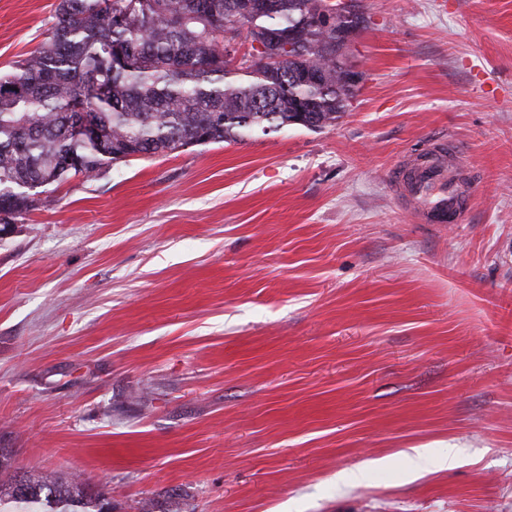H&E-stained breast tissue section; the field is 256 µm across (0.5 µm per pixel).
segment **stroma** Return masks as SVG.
<instances>
[{"instance_id":"1","label":"stroma","mask_w":512,"mask_h":512,"mask_svg":"<svg viewBox=\"0 0 512 512\" xmlns=\"http://www.w3.org/2000/svg\"><path fill=\"white\" fill-rule=\"evenodd\" d=\"M58 0H0V70ZM335 124L49 187L0 236V446L116 512H512V0H357ZM475 175L419 224L389 174ZM410 448H458L415 472ZM464 174L470 171L455 142L438 134L394 168L390 180L420 224H459L471 208Z\"/></svg>"}]
</instances>
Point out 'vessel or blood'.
Returning <instances> with one entry per match:
<instances>
[{
  "label": "vessel or blood",
  "instance_id": "obj_1",
  "mask_svg": "<svg viewBox=\"0 0 512 512\" xmlns=\"http://www.w3.org/2000/svg\"><path fill=\"white\" fill-rule=\"evenodd\" d=\"M468 171L455 142L438 134L394 168L390 180L419 223L458 224L471 207L463 185Z\"/></svg>",
  "mask_w": 512,
  "mask_h": 512
}]
</instances>
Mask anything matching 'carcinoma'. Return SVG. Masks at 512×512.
<instances>
[{
    "label": "carcinoma",
    "mask_w": 512,
    "mask_h": 512,
    "mask_svg": "<svg viewBox=\"0 0 512 512\" xmlns=\"http://www.w3.org/2000/svg\"><path fill=\"white\" fill-rule=\"evenodd\" d=\"M306 2L276 0L275 14L246 23L265 51L236 66L225 61L226 35L241 30L236 0H59L46 41L0 75V224L36 209L43 188L131 156L335 123L357 89L337 33L362 17L348 10L322 27ZM117 14L121 28L112 26ZM288 29L300 52L274 66V39ZM310 71L319 79L302 80ZM82 113L99 127L95 142L76 130ZM104 501L90 483L16 466L0 448V508L104 512Z\"/></svg>",
    "instance_id": "carcinoma-1"
}]
</instances>
